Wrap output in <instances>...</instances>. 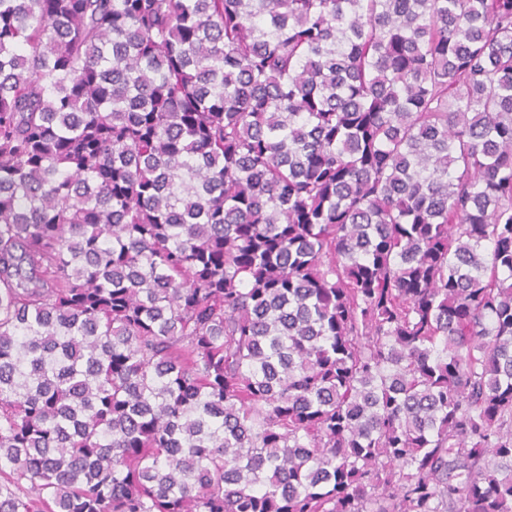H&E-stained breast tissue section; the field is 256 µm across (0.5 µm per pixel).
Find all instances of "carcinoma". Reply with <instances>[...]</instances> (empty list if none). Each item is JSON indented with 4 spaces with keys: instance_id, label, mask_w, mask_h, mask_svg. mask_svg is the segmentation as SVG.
Returning <instances> with one entry per match:
<instances>
[{
    "instance_id": "cac0c4a2",
    "label": "carcinoma",
    "mask_w": 512,
    "mask_h": 512,
    "mask_svg": "<svg viewBox=\"0 0 512 512\" xmlns=\"http://www.w3.org/2000/svg\"><path fill=\"white\" fill-rule=\"evenodd\" d=\"M0 512H512V0H0Z\"/></svg>"
}]
</instances>
